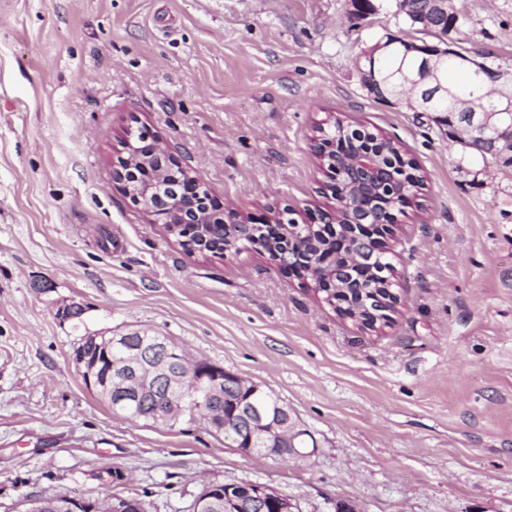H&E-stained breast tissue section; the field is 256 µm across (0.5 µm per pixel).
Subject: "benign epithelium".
Wrapping results in <instances>:
<instances>
[{
    "label": "benign epithelium",
    "instance_id": "obj_1",
    "mask_svg": "<svg viewBox=\"0 0 512 512\" xmlns=\"http://www.w3.org/2000/svg\"><path fill=\"white\" fill-rule=\"evenodd\" d=\"M424 16L427 20L439 22L437 28L425 22L416 32L425 35L448 36V16L457 14L453 0H425ZM406 53L415 54L420 61L418 77L409 79L408 90L412 96H399V101L411 109H421L426 99L445 98L448 88L443 84L439 72L441 65L453 59L467 67L478 81L479 88L489 90L486 95L473 94L470 98L455 104L456 120L452 136L461 143L479 141L485 155L512 154V65L489 62L486 57L477 58L448 42L445 47L428 43L423 38L406 44ZM316 155L320 167L327 170L329 186L339 181L336 163L330 158L336 150V143L324 144L317 141ZM345 166L356 173L355 181L346 189L343 199L337 201L333 213L329 214V231L333 240H342L348 235L365 236L388 243L393 235V225L382 228L376 224H363L344 217L348 195L366 193L369 180L383 169L372 152H361L345 161ZM112 182L115 187L134 203L141 206L153 224H163L168 233L178 238L190 254H223L240 252L249 247L265 244L268 255L281 269L297 278L309 282L315 292L334 300L336 289L331 287V269L321 262L310 261L302 266V259L290 253V244L300 233L313 236L320 231L319 224H300L296 220L287 223L282 214L272 215L266 222L257 224L235 209L222 204L208 191L202 189L189 167L184 165L165 145L149 139L142 131L127 130L121 141L116 161L112 162ZM216 224H235L239 232L221 248L208 246L207 236ZM399 298L391 291L379 295L372 288L362 293L360 306L367 309L363 317L357 311L339 310L364 331L377 330V323L389 321L390 313L396 311ZM159 346L156 356L150 358L140 348L124 346L126 334L117 333L110 337L111 345L121 350L122 362L118 372H102V363L95 359H84L79 363L85 384L98 393L112 396L118 389L128 396L140 397L144 393L163 395L164 413L158 418L162 422L186 411L182 397L189 394L195 398L210 399L221 393L224 387V369L211 362L195 357L186 361L180 352V345L167 336H153ZM249 429V447L245 454L256 453V447L276 448L280 453L290 452L294 457H308L315 450L307 452L295 448L296 438L308 433L291 415L287 408H281L273 417L258 409L246 408L243 413ZM248 495L258 501L268 500L278 507V512H291L293 504L278 490L261 484H247ZM100 500L90 498H66L55 503L54 512H125L130 500L114 496L104 509ZM212 502L211 487H205L194 502L193 512H217Z\"/></svg>",
    "mask_w": 512,
    "mask_h": 512
}]
</instances>
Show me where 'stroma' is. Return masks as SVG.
<instances>
[{"mask_svg":"<svg viewBox=\"0 0 512 512\" xmlns=\"http://www.w3.org/2000/svg\"><path fill=\"white\" fill-rule=\"evenodd\" d=\"M349 0H0V512L102 491L191 512L209 483L295 512H512V167L361 86L405 35ZM453 37L512 63V0H458ZM393 139L424 178L391 243L397 313L361 331L268 255L189 254L112 186L126 128L219 201L298 222L336 201L319 125ZM81 304L80 318L57 317ZM143 330L278 397L317 447L247 455L204 425L130 422L89 389L82 337ZM124 473L103 487L98 475Z\"/></svg>","mask_w":512,"mask_h":512,"instance_id":"obj_1","label":"stroma"}]
</instances>
